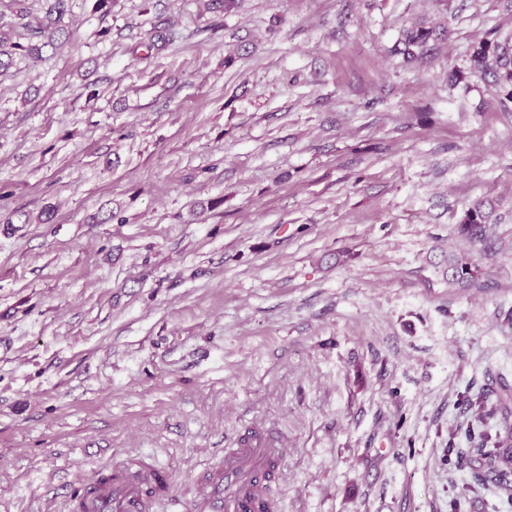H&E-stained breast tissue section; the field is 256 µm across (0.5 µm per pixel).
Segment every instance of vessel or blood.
I'll return each instance as SVG.
<instances>
[{
    "label": "vessel or blood",
    "mask_w": 512,
    "mask_h": 512,
    "mask_svg": "<svg viewBox=\"0 0 512 512\" xmlns=\"http://www.w3.org/2000/svg\"><path fill=\"white\" fill-rule=\"evenodd\" d=\"M286 451L255 437L225 449L207 470L189 512H268L269 491ZM171 489L166 470L135 462L114 467L106 480L86 481L82 512H147L151 500Z\"/></svg>",
    "instance_id": "obj_1"
}]
</instances>
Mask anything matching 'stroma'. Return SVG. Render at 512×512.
I'll list each match as a JSON object with an SVG mask.
<instances>
[{
	"label": "stroma",
	"mask_w": 512,
	"mask_h": 512,
	"mask_svg": "<svg viewBox=\"0 0 512 512\" xmlns=\"http://www.w3.org/2000/svg\"><path fill=\"white\" fill-rule=\"evenodd\" d=\"M419 21L447 37L408 62ZM65 23L0 72V512H70L128 458L186 512L251 430L288 450L278 512H512L448 463L500 428L468 400L512 385V103L453 78L512 0H70ZM479 199L484 251L456 230ZM480 275L478 264L466 252L448 255V283L459 288H469L475 285Z\"/></svg>",
	"instance_id": "obj_1"
}]
</instances>
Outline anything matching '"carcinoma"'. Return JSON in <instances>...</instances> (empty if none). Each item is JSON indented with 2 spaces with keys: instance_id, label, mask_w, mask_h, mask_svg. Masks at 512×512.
Wrapping results in <instances>:
<instances>
[{
  "instance_id": "carcinoma-1",
  "label": "carcinoma",
  "mask_w": 512,
  "mask_h": 512,
  "mask_svg": "<svg viewBox=\"0 0 512 512\" xmlns=\"http://www.w3.org/2000/svg\"><path fill=\"white\" fill-rule=\"evenodd\" d=\"M18 5L15 27L23 29L28 36V44L16 43L12 48L38 57L42 49L48 46L57 48L58 37L65 33L63 19L69 12V0H41L43 17L39 22L31 20V14L25 6V0H12ZM444 35L433 27L423 24L412 26L403 32L395 51L407 59L420 56L429 41ZM471 74L491 82L502 92L504 100L512 102V40L504 38H483L472 47L469 56ZM494 213L490 201H477L464 213L458 225L461 237L473 244L486 242L488 224ZM480 275L478 264L466 252L448 255V283L460 288L475 285ZM493 412L500 415L502 431L493 436H482L468 452L457 457V466L462 468L470 462L478 464L487 480L504 492L512 495V386L500 384Z\"/></svg>"
}]
</instances>
